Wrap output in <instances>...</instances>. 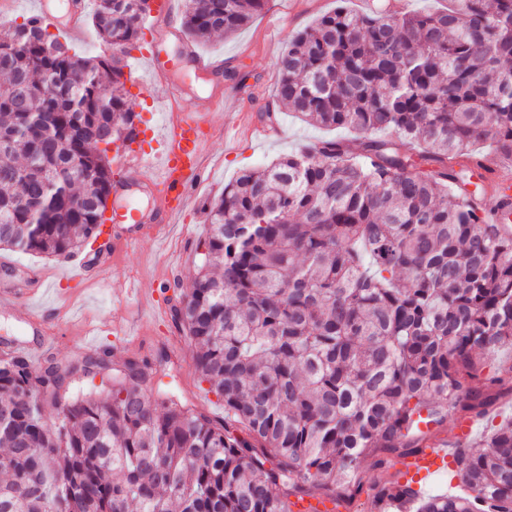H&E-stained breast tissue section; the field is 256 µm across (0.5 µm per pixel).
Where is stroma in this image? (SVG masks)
Listing matches in <instances>:
<instances>
[{
    "mask_svg": "<svg viewBox=\"0 0 512 512\" xmlns=\"http://www.w3.org/2000/svg\"><path fill=\"white\" fill-rule=\"evenodd\" d=\"M336 0H268L263 12L229 38L212 37L206 42L187 39L183 27H170L161 43V54L169 61L162 72L163 84L155 98H146L142 85H126V100L136 114L148 115L151 124L167 121L170 104L212 113L213 140L205 154V175L189 207L158 238H144L135 248L118 252L104 277L88 275L74 279L70 269L74 258L45 257L0 250V263L19 265L20 273H0V286H18L21 297L13 305L0 306V342L35 345L49 336L53 346L48 357L62 363L80 361L90 351L110 348V369L121 368L126 358L155 360L167 351L170 363L159 365L163 383L181 398L193 402L210 417L223 419L224 404L215 394L202 390L192 367V350L169 320L157 319L134 295L129 285L157 291L158 303H165V283L178 281L189 288L197 270L194 242L208 228L206 202L217 199L225 185L240 171L262 168L300 146L327 138H344V129H328L302 122L277 103L278 79L275 59L293 33L311 25L331 11ZM187 48L202 58L220 64L218 74L202 73L175 58V51ZM180 87L178 101H171L165 84ZM235 88V101L216 107L213 99ZM277 118V132L259 139L253 126L265 112ZM43 293L40 317L30 320L27 296ZM512 418V397L504 396L484 417L475 419L472 433L458 438L459 421L449 414L442 424L425 427L427 444L450 443L475 451L504 420Z\"/></svg>",
    "mask_w": 512,
    "mask_h": 512,
    "instance_id": "1",
    "label": "stroma"
}]
</instances>
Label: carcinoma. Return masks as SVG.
Here are the masks:
<instances>
[{
	"label": "carcinoma",
	"instance_id": "1",
	"mask_svg": "<svg viewBox=\"0 0 512 512\" xmlns=\"http://www.w3.org/2000/svg\"><path fill=\"white\" fill-rule=\"evenodd\" d=\"M266 2L185 0L183 27L228 37ZM337 2L289 38L276 98L354 137L241 171L205 205L193 288L167 299L224 420L146 361L62 404L44 376L70 366L3 353L0 512H294L362 492L366 461L374 512H512V420L482 452L457 450L447 493L387 476L421 452L420 425L493 407L481 361L512 346V230L493 220L512 201L470 188L478 143L512 162V0ZM94 3L108 56L38 17L0 25V250L69 258L96 240L148 0Z\"/></svg>",
	"mask_w": 512,
	"mask_h": 512
}]
</instances>
